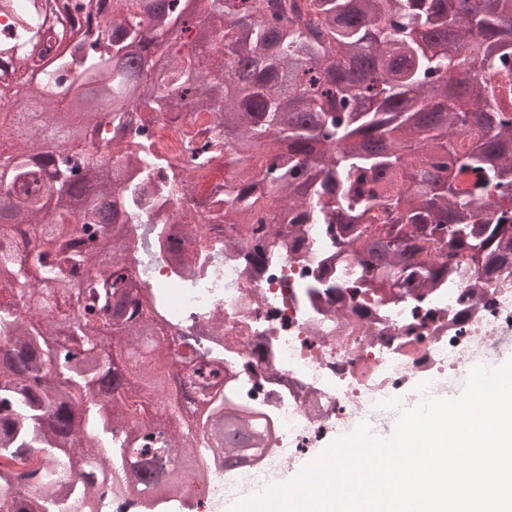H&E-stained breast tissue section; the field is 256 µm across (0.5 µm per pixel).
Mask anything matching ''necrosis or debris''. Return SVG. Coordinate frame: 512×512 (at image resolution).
<instances>
[{
    "label": "necrosis or debris",
    "instance_id": "obj_1",
    "mask_svg": "<svg viewBox=\"0 0 512 512\" xmlns=\"http://www.w3.org/2000/svg\"><path fill=\"white\" fill-rule=\"evenodd\" d=\"M215 120L211 111L162 114L130 147L171 181L155 229L192 259L188 268L157 259L145 271L163 321L182 339L177 351L187 358L202 346L223 358L225 399L270 433L235 472L212 467L203 501L263 490L328 436L452 393L461 376L512 342V270L487 280L468 267L423 296L393 301L360 288L340 301L318 298L307 285L336 250L328 225H304V248L289 253L273 243L276 206L259 208L260 235L213 224L203 203L213 183L208 170L188 165L186 137L212 140Z\"/></svg>",
    "mask_w": 512,
    "mask_h": 512
}]
</instances>
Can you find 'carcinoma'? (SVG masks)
Wrapping results in <instances>:
<instances>
[{"instance_id": "obj_1", "label": "carcinoma", "mask_w": 512, "mask_h": 512, "mask_svg": "<svg viewBox=\"0 0 512 512\" xmlns=\"http://www.w3.org/2000/svg\"><path fill=\"white\" fill-rule=\"evenodd\" d=\"M0 0V114L13 150L0 160V512H94L97 448L116 444L140 512L205 482L196 449L224 447V364L192 365L168 432L125 428L138 394H161L168 342L140 253L186 260L146 227L137 161L111 140L142 132L169 105L224 112V223L245 224L262 196L286 199L279 246L301 224L336 225L363 288H433L460 262L491 278L512 267V0ZM224 28L220 72L181 55ZM63 87L65 105L44 92ZM179 98H169L171 88ZM476 127L466 150L458 138ZM271 166L257 169V154ZM208 167L218 154L188 147ZM492 194L489 213L474 200ZM445 255L437 260L436 253ZM100 266V275L88 272ZM112 373V399L91 383ZM91 432L88 446L74 447ZM170 437L191 453L151 450ZM41 450L80 467L58 487Z\"/></svg>"}]
</instances>
